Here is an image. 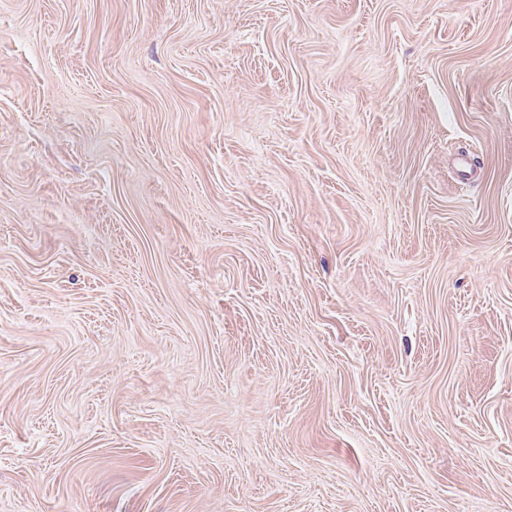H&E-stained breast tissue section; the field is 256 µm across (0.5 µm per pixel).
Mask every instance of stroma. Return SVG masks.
<instances>
[{
  "label": "stroma",
  "instance_id": "stroma-1",
  "mask_svg": "<svg viewBox=\"0 0 512 512\" xmlns=\"http://www.w3.org/2000/svg\"><path fill=\"white\" fill-rule=\"evenodd\" d=\"M0 512H512V0H0Z\"/></svg>",
  "mask_w": 512,
  "mask_h": 512
}]
</instances>
